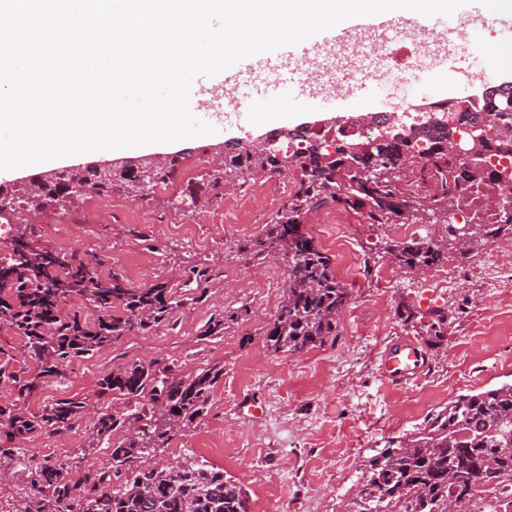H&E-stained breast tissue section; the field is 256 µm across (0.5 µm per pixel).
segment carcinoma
I'll list each match as a JSON object with an SVG mask.
<instances>
[{
	"instance_id": "obj_1",
	"label": "carcinoma",
	"mask_w": 512,
	"mask_h": 512,
	"mask_svg": "<svg viewBox=\"0 0 512 512\" xmlns=\"http://www.w3.org/2000/svg\"><path fill=\"white\" fill-rule=\"evenodd\" d=\"M447 136L435 134L425 152L434 194H412L408 178L398 173L406 161L402 145L385 142L372 150L374 160H361L374 174L363 176L344 165L352 142L334 150L313 151L301 139L294 156L302 170L293 193L277 212L264 237L251 242L256 256L267 257L288 242V288L265 333L266 346L296 354L309 345L336 335L337 318L347 298L332 259L303 229L311 214L335 204L359 212L367 224H388L398 209L414 207L418 224L442 223L444 232L434 238L390 244L399 266L426 268L455 250L473 254L471 245L457 234L458 225L445 222L446 213L458 206L466 190L493 174L478 176L456 163L443 150ZM512 147V133L483 144L488 157ZM277 170L268 157L249 152L224 157V174L210 185L224 181L244 184ZM88 190L110 194L126 191L131 178L124 172L99 185L89 170L80 172ZM512 230V213L497 224H476L471 237L479 247L495 242L504 229ZM91 262L74 253L38 249L28 243L15 256L0 262V325L26 340L36 363L28 376L13 370V355L0 346V384L11 387L12 397L0 400V475L22 479L19 498L0 503L6 512H250L243 488L224 471L204 461L187 459L175 466L148 461V457L178 433L196 426L208 408L213 388L224 375L214 365L193 376L177 377L155 360L136 359L98 380V395H112L121 405L88 416L80 398L55 399L35 413L30 399L50 382L63 379L77 358H89L99 349L137 329L148 331L171 318L188 301L205 297L206 289L190 296L184 288L165 282L133 288L118 273L103 278ZM90 301L101 315L90 321L62 306L73 297ZM120 312H114V309ZM404 322L422 323L425 335L441 338L448 328V309L431 311V321L411 309L398 313ZM235 315H211L205 335L224 331V322ZM91 441L122 439L112 447L106 464L83 462L76 481L69 476L70 461L44 457L35 460L16 442L46 434L71 432L82 420ZM141 423L131 432L126 422ZM409 446L390 443L374 448L362 461L347 512H448L453 499L456 512H496L498 496L512 490V385L483 389L457 396L425 425L406 437Z\"/></svg>"
}]
</instances>
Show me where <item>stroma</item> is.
Instances as JSON below:
<instances>
[{"instance_id": "35a3bbf8", "label": "stroma", "mask_w": 512, "mask_h": 512, "mask_svg": "<svg viewBox=\"0 0 512 512\" xmlns=\"http://www.w3.org/2000/svg\"><path fill=\"white\" fill-rule=\"evenodd\" d=\"M481 83L439 77L422 83L390 86L368 104L369 112L403 114L436 99L481 93ZM279 112L269 108L265 124L216 123L215 134L187 140L175 153L192 162V178L178 181L176 192L157 186L135 201L116 191L103 197L86 193L66 207L48 208L37 223L17 224L34 247L73 252L82 239L93 241L105 276L121 273L129 285L146 288L159 282L178 285L190 267L215 269L213 289L203 303H188L171 325L149 333L131 332L88 359L72 362L65 379L35 394L32 411L49 401L76 396L99 410L98 379L129 359H157L184 377L217 364L224 374L213 389L208 409L191 431L173 436L155 455L175 465L188 458L223 469L247 492L250 512H347L359 466L370 449L403 437L459 395L512 384V267L498 261L496 244L469 259L449 253L447 265L456 278L445 288L429 287L426 278L398 267L386 253L397 236L389 225L365 223L361 214L328 205L306 226L319 248L340 266L329 246L338 225H346L356 259L373 255L372 268L356 266L344 279L349 292L336 334L297 354L273 352L265 332L279 305L268 302L249 276L259 258L250 241L264 235L285 195L268 191L264 178L248 180L237 193L213 195L206 148L236 140H254L277 129ZM96 208L100 221L80 234L45 235L41 226L76 218ZM393 273L382 282L381 270ZM448 310V332L430 346L418 329L397 311ZM239 316L224 324L222 335L205 339L201 332L216 310ZM421 346L425 366L400 385L384 382L381 357L397 339Z\"/></svg>"}]
</instances>
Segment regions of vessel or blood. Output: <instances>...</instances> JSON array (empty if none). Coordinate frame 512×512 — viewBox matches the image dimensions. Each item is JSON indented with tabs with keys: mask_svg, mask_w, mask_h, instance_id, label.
<instances>
[{
	"mask_svg": "<svg viewBox=\"0 0 512 512\" xmlns=\"http://www.w3.org/2000/svg\"><path fill=\"white\" fill-rule=\"evenodd\" d=\"M390 37L398 31L407 36L427 37L442 33L444 42L437 50V67L455 70L459 49H467L472 59L468 67L472 78L487 75L479 44L462 38L454 16L415 14L407 21L366 19L318 33L299 44L260 53L237 62L214 76H197L191 87L190 110L201 121H210L215 113L239 120L250 111H262L271 105L319 98L322 105L333 102L322 95L321 77L350 76L345 88L352 104H359L373 89H386L388 81L380 72L382 50L378 42L364 43L362 31ZM424 364L423 351L411 340H397L383 356L379 371L388 383L413 379Z\"/></svg>",
	"mask_w": 512,
	"mask_h": 512,
	"instance_id": "vessel-or-blood-1",
	"label": "vessel or blood"
}]
</instances>
